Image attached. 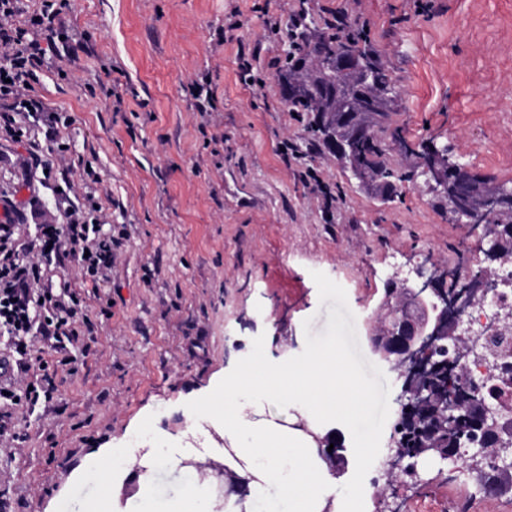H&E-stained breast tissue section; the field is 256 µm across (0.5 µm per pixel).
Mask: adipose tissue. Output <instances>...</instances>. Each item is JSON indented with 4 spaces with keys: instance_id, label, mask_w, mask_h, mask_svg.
I'll list each match as a JSON object with an SVG mask.
<instances>
[{
    "instance_id": "1",
    "label": "adipose tissue",
    "mask_w": 512,
    "mask_h": 512,
    "mask_svg": "<svg viewBox=\"0 0 512 512\" xmlns=\"http://www.w3.org/2000/svg\"><path fill=\"white\" fill-rule=\"evenodd\" d=\"M345 366L338 352L320 353L286 371L255 358L245 372L255 382L253 393L242 392L236 381H225L219 405L206 416H190L183 433L190 441L203 438L202 448L190 444L172 449V462L219 458L234 474L247 479L242 505H227L224 512H254L256 502L274 493L287 500L289 512H358L357 499L343 505L325 500L323 488L332 474L317 454L313 435L303 429L310 416L289 413L290 397L283 388L287 376L306 375L300 395L308 407L341 420H358L367 408L366 394L331 380L332 373ZM208 425L217 432V439L204 438Z\"/></svg>"
}]
</instances>
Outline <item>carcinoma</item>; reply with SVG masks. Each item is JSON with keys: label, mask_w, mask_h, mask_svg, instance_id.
Returning a JSON list of instances; mask_svg holds the SVG:
<instances>
[{"label": "carcinoma", "mask_w": 512, "mask_h": 512, "mask_svg": "<svg viewBox=\"0 0 512 512\" xmlns=\"http://www.w3.org/2000/svg\"><path fill=\"white\" fill-rule=\"evenodd\" d=\"M306 30L307 23L304 22L297 31L292 52L285 60L281 79L284 85L294 89L286 107L314 115V120L306 127L310 141L326 148L329 135L347 128L351 121L356 126L373 128V132L357 138L353 160L385 200L397 194L401 184L410 180L417 169L443 161L428 146L420 151L411 148L401 130L391 127L390 117L396 97L392 79L372 51L360 45L359 36L343 35L327 26L310 37ZM351 52L357 53L361 60V73L353 75L336 71L337 63ZM395 147L409 161L408 168L389 163L388 154ZM499 188L500 185L474 173L464 181L450 176L434 192L440 206L454 198L459 208L466 212L481 205L485 197ZM491 220L502 231L499 247L512 255V198L502 202ZM428 388L431 406L414 422L400 418L394 426V436L406 444L408 451L414 448L453 451L461 435L473 428L469 415L480 407L483 399L471 392L462 382V376L452 370L429 380ZM447 399L464 408L465 415L445 421L439 409Z\"/></svg>", "instance_id": "cac0c4a2"}]
</instances>
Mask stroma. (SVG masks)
<instances>
[{
  "instance_id": "35a3bbf8",
  "label": "stroma",
  "mask_w": 512,
  "mask_h": 512,
  "mask_svg": "<svg viewBox=\"0 0 512 512\" xmlns=\"http://www.w3.org/2000/svg\"><path fill=\"white\" fill-rule=\"evenodd\" d=\"M303 7L315 23L336 10L355 21L395 83L391 123L412 146L435 142L512 187V0H74L64 26L89 40L67 79L47 66L34 88L72 117V157L100 172L95 196L129 238L100 289L112 315L98 324L92 354L52 410L19 419L22 443L0 453V490L15 512H81L87 500L123 512L111 484L76 479L85 460L108 447H179L187 415L210 406L215 381L242 374L254 355L272 360L288 338L298 343L292 365L338 343L348 368L337 385L369 393L362 420L322 419L350 450L325 494L343 500L366 486L364 512H377L369 486L384 479L401 383L367 330L417 266L447 269L464 245L484 269L495 263L480 231L436 205L422 177L385 201L312 148L309 114L292 117L281 101L287 47L268 27ZM88 83L121 94L120 111L90 97ZM205 83L217 111L196 109L191 90ZM27 156L0 141V201L27 209L33 225L54 197L40 188V210H28ZM309 168L338 194L332 210L301 181ZM364 441L367 456L357 452ZM456 467L418 462L438 512L454 502ZM196 476L159 464L158 512Z\"/></svg>"
}]
</instances>
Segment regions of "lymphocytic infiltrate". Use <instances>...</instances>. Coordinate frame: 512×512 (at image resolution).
Segmentation results:
<instances>
[{
	"instance_id": "f902f5d3",
	"label": "lymphocytic infiltrate",
	"mask_w": 512,
	"mask_h": 512,
	"mask_svg": "<svg viewBox=\"0 0 512 512\" xmlns=\"http://www.w3.org/2000/svg\"><path fill=\"white\" fill-rule=\"evenodd\" d=\"M70 0H38L34 9L23 0H0V139L28 141L32 124L45 128L44 144H32L28 164L57 180L54 160L69 145L61 134L72 120L49 108L33 84L46 61L67 78L74 61L59 46L57 25ZM62 206L45 214L31 239H24L26 215L17 208L0 221V342L12 361L13 378L0 385V438L10 436L17 407L28 413L49 404L64 376L76 374L88 356L95 325L87 304L68 286H54L44 262L73 261L93 281H109L120 239L105 231V213L93 193L63 196ZM57 357L52 372L35 373L34 338Z\"/></svg>"
}]
</instances>
